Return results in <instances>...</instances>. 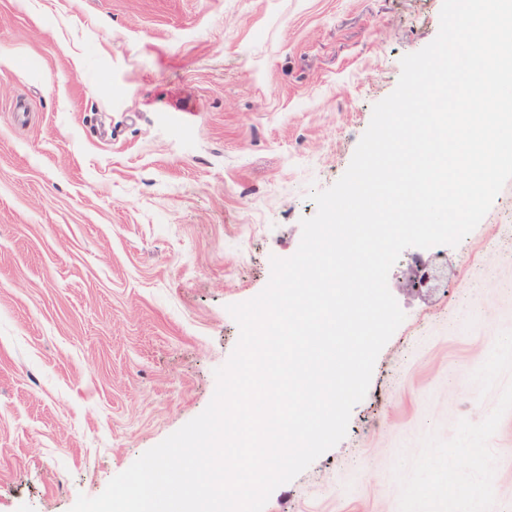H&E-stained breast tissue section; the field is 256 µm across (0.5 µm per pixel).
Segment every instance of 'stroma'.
Returning <instances> with one entry per match:
<instances>
[{
	"instance_id": "35a3bbf8",
	"label": "stroma",
	"mask_w": 512,
	"mask_h": 512,
	"mask_svg": "<svg viewBox=\"0 0 512 512\" xmlns=\"http://www.w3.org/2000/svg\"><path fill=\"white\" fill-rule=\"evenodd\" d=\"M442 0H0V512H70L202 413L310 188ZM445 274L398 276L413 255ZM347 434L264 512H512V180L407 248Z\"/></svg>"
}]
</instances>
